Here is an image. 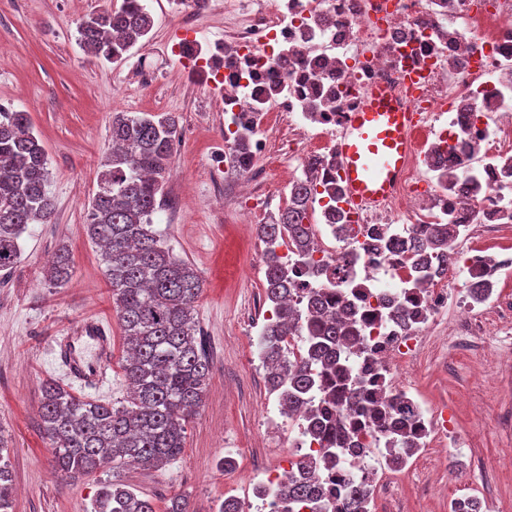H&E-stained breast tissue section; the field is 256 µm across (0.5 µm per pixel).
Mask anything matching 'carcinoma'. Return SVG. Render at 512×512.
<instances>
[{"label":"carcinoma","instance_id":"1","mask_svg":"<svg viewBox=\"0 0 512 512\" xmlns=\"http://www.w3.org/2000/svg\"><path fill=\"white\" fill-rule=\"evenodd\" d=\"M152 18L145 9L124 0L118 9L89 15L78 29V40L96 56L116 59L146 36ZM177 121L168 114L115 112L107 169L100 174L91 200L86 233L100 250L104 274L128 356L122 365L126 396L119 404L80 399L56 381L42 386L41 428L53 462L61 474H87L106 462L112 467H162L184 448L186 425L202 404L211 365L197 341L195 303L200 279L192 264L163 247L153 229V215L166 206L164 185L172 157ZM47 155L33 134L28 113L0 112V271L13 267L22 251L19 240L30 224H49L55 202L48 190ZM313 186H294L295 206L275 221L259 225L266 244V300L274 304L260 344L267 366V382L279 392L285 413L292 416L305 396L331 374H340L342 352L351 351L361 335L358 318L350 309L328 313L327 295L309 293L308 351L304 359L288 356L283 338L301 320L288 306L293 275L276 253L288 236L306 254L313 244L306 202ZM454 229L450 224H425L408 241L397 240L391 249L409 246L432 263L448 255ZM73 273L69 250L59 249L47 269L49 283L66 284ZM358 381L320 393V404L305 412L306 434L325 447L353 451L360 444L346 434L341 417L358 410L382 420L390 435V455L399 464L416 447L409 435L417 417L414 404L403 399L388 405L364 403ZM0 437V512L12 508L11 463ZM317 461L305 455L278 489L290 504L301 503L309 512H321L326 491L316 476ZM93 512H156L153 501L128 485L114 481L102 486ZM341 512H369L364 483L347 479Z\"/></svg>","mask_w":512,"mask_h":512}]
</instances>
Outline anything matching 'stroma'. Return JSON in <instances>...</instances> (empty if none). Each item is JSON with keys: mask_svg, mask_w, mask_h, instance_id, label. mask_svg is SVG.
<instances>
[{"mask_svg": "<svg viewBox=\"0 0 512 512\" xmlns=\"http://www.w3.org/2000/svg\"><path fill=\"white\" fill-rule=\"evenodd\" d=\"M122 2L0 0V105L28 113L47 153L56 205L51 223L28 225L20 259L0 272V434L13 472L12 512H92L102 485L115 479L152 499L157 512L176 496L187 499L190 512H217L225 495L251 480L257 459L274 465L303 455L290 447L287 431L271 434L262 425L261 410L272 393L265 367L252 363L247 324L266 304L265 245L256 225L241 223L238 200L210 194L207 158L223 132V114L206 85L173 76L175 15L152 0L146 52L133 48L115 62L88 54L78 41L89 14ZM142 60L156 74L145 89L136 78ZM116 112H167L186 133L172 154L168 205L154 215L153 228L202 281L196 317L211 374L175 460L160 469L106 466L67 477L56 470L39 429L43 383L67 381L52 363L54 339L89 316L110 325L112 379L94 398L113 403L126 389L127 345L99 249L86 234ZM62 247L71 253L73 274L55 288L45 269ZM478 354L489 367L480 379L444 339L415 361L409 379L420 401L447 411L465 440L449 449L447 461L418 458L400 483L397 506L380 503L376 512H448L450 501L472 488L482 492L481 512H512V431L497 425L512 410V369L499 367L496 344H483Z\"/></svg>", "mask_w": 512, "mask_h": 512, "instance_id": "1", "label": "stroma"}]
</instances>
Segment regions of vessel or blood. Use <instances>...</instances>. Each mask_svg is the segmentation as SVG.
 Segmentation results:
<instances>
[{
  "label": "vessel or blood",
  "instance_id": "1",
  "mask_svg": "<svg viewBox=\"0 0 512 512\" xmlns=\"http://www.w3.org/2000/svg\"><path fill=\"white\" fill-rule=\"evenodd\" d=\"M414 127L410 106L391 89L377 85L367 92L338 145L351 204L376 203L397 191L416 149ZM53 353L74 383L101 387L111 378L112 330L99 320L84 319Z\"/></svg>",
  "mask_w": 512,
  "mask_h": 512
}]
</instances>
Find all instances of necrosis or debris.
<instances>
[{
    "instance_id": "1",
    "label": "necrosis or debris",
    "mask_w": 512,
    "mask_h": 512,
    "mask_svg": "<svg viewBox=\"0 0 512 512\" xmlns=\"http://www.w3.org/2000/svg\"><path fill=\"white\" fill-rule=\"evenodd\" d=\"M237 0L223 8L224 36L201 39L204 15L218 0H176L174 53L184 78L203 77L224 112V134L209 156L216 183L237 172V197L292 201L297 176L324 196L312 226L314 246L300 256L290 239L278 253L296 270L291 304L310 291L352 305L366 328L364 354L346 363L368 391L413 399L402 372L447 327L449 342L512 333V302L502 275L512 268V0ZM379 82L414 93L417 150L395 198L358 210L347 205L337 143L351 112ZM286 125L272 156L266 132ZM245 156H238V143ZM287 177L270 183L277 158ZM350 225L342 233L340 225ZM424 224H453L448 257L423 269L416 256L374 245V236L407 237ZM343 264L344 280L317 274ZM415 314L399 323L393 308ZM421 453L446 455L460 433L441 412L421 410L413 427ZM364 453L324 470L325 512H339L346 477L364 480L370 499L385 498L394 472L381 451L386 436L370 422L358 427ZM283 473L258 467L237 497L256 512L289 508L276 490Z\"/></svg>"
}]
</instances>
